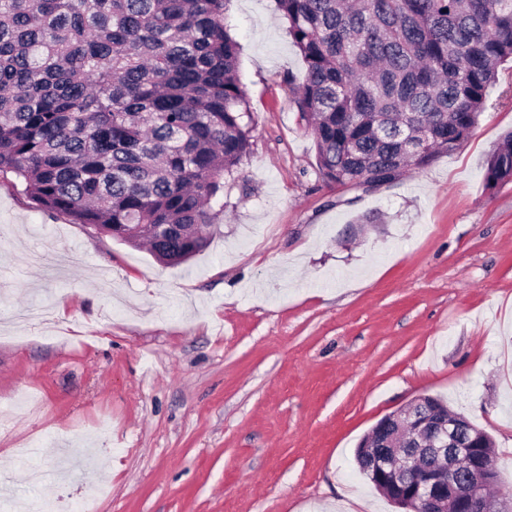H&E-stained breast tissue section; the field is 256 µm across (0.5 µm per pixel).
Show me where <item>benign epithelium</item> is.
<instances>
[{"label":"benign epithelium","instance_id":"1","mask_svg":"<svg viewBox=\"0 0 512 512\" xmlns=\"http://www.w3.org/2000/svg\"><path fill=\"white\" fill-rule=\"evenodd\" d=\"M388 418L414 428L407 437L404 461L398 463L388 448L371 453L369 469L381 478L386 489L397 490L407 484V471L422 459L443 462L398 495L404 512H446L453 504L456 512H484V488L491 482L492 468L486 450L476 447L483 434H470L459 422L442 415L432 425L419 422L416 406H403Z\"/></svg>","mask_w":512,"mask_h":512}]
</instances>
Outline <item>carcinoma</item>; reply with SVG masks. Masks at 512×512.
Returning a JSON list of instances; mask_svg holds the SVG:
<instances>
[{
	"mask_svg": "<svg viewBox=\"0 0 512 512\" xmlns=\"http://www.w3.org/2000/svg\"><path fill=\"white\" fill-rule=\"evenodd\" d=\"M229 0H0V184L178 264L250 150ZM323 178L376 190L458 149L512 61V0H276ZM484 181H512V132ZM393 426L364 439L383 448Z\"/></svg>",
	"mask_w": 512,
	"mask_h": 512,
	"instance_id": "obj_1",
	"label": "carcinoma"
}]
</instances>
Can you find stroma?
I'll return each instance as SVG.
<instances>
[{"mask_svg": "<svg viewBox=\"0 0 512 512\" xmlns=\"http://www.w3.org/2000/svg\"><path fill=\"white\" fill-rule=\"evenodd\" d=\"M225 22L255 123L190 261L0 186V512H401L354 455L422 395L491 435L512 493V182L484 183L512 63L459 149L366 191L319 174L275 0Z\"/></svg>", "mask_w": 512, "mask_h": 512, "instance_id": "obj_1", "label": "stroma"}]
</instances>
